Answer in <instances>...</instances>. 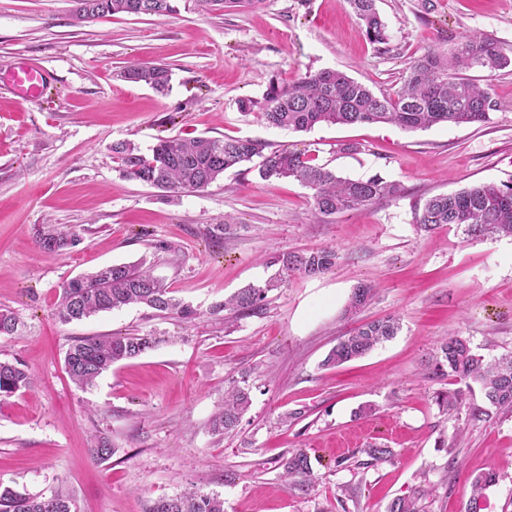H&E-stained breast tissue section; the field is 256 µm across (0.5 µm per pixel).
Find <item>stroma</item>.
<instances>
[{
	"label": "stroma",
	"instance_id": "1",
	"mask_svg": "<svg viewBox=\"0 0 512 512\" xmlns=\"http://www.w3.org/2000/svg\"><path fill=\"white\" fill-rule=\"evenodd\" d=\"M169 16H108L79 23L72 0H0V71L17 62L54 77L37 102L0 82V308L20 325L0 335V361L34 376L0 397V484L20 493L73 495L78 512H145L149 500L191 486L220 495L224 512H386L416 487L426 512H467L471 483L493 471L480 512H512V412L449 419L436 402L447 380L426 363L454 333L494 360L512 353V238L467 239L452 226H417L431 197L512 181V70H471L496 109L489 124L321 123L267 126L243 99L270 82L341 70L374 93L392 92L412 61L474 32L512 48V0H377L389 41L371 43L345 0H265L201 13L179 0ZM130 61L172 70L169 92L123 81ZM224 135L277 149L314 150L350 179L380 175L398 195L363 210L321 215L297 180L266 181L258 162L227 170L205 190L166 196L123 177L113 144L149 154L158 139ZM232 220L230 232L209 231ZM58 225L72 246L49 256L36 243ZM337 251L326 274L289 275L259 313L211 308L272 273L269 255ZM144 262L197 312L179 320L145 306L60 323V287L112 264ZM375 296L353 316V289ZM399 318L395 338L339 366L323 360L359 323ZM152 334L158 344L115 364L82 390L64 356L74 338ZM246 384L238 429L212 435L225 388ZM115 453L91 450L98 437ZM391 457L369 464L371 444ZM305 451L312 488L287 487L280 461Z\"/></svg>",
	"mask_w": 512,
	"mask_h": 512
}]
</instances>
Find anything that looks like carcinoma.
Here are the masks:
<instances>
[{
	"label": "carcinoma",
	"mask_w": 512,
	"mask_h": 512,
	"mask_svg": "<svg viewBox=\"0 0 512 512\" xmlns=\"http://www.w3.org/2000/svg\"><path fill=\"white\" fill-rule=\"evenodd\" d=\"M73 18L89 22L107 15L166 16L177 12L176 0H73ZM198 10L211 12L236 4L256 8L262 0H193ZM355 16L365 27L370 41H388L386 25L376 0H347ZM512 67V50L482 33H472L448 51L430 50L417 58L402 77L401 85L388 95L378 96L369 87L338 70L309 73L298 82L282 86L270 84L262 105L251 99L240 101L250 111L258 106L270 126L307 131L319 123L333 125L395 124L407 130L427 129L434 125L491 122L495 109L488 88L462 76L469 69L489 72ZM172 71L164 64L133 62L120 77L130 83L144 84L159 93L170 88ZM112 153L120 161L124 177L169 193L202 191L224 176V172L243 162L260 159L259 174L264 180L293 178L313 191L315 209L332 216L359 210L373 201L395 195L400 186L379 175L351 180L316 162L305 151L274 149L261 140L226 136L161 138L150 156L137 154L127 144L115 145ZM418 227L430 232L441 224L454 225L468 238L512 237V182L482 183L457 192L428 199L418 216ZM37 243L53 255L73 244L53 224L43 227ZM337 253L323 248L302 253L279 254L269 266L277 271L262 284H250L212 307L218 314L230 310L240 315L262 310L270 291L281 287L291 272L307 276L324 274L336 265ZM374 288L360 285L354 289L345 313L366 306ZM129 305H144L182 320L192 319L196 311L172 296V291L140 264H115L74 277L61 286L55 315L64 324L100 312ZM18 320L6 308L0 309V335L17 330ZM401 329L399 319L388 317L365 322L338 338L323 365L336 366L364 357L382 343L393 339ZM156 338L134 336H82L73 340L64 358L66 372L80 388H89L104 372L122 360L136 358L153 348ZM429 374L450 377L465 384L479 385L486 402L496 409H512V355L487 361L476 354L467 339L450 336L441 342L436 355L428 361ZM32 375L19 360L0 361V396H11L28 389ZM465 389L437 395V403L458 416L465 404ZM249 389L234 385L224 392V403L210 421L212 434L234 432L250 406ZM281 478L287 485L301 488L315 482L309 456L292 451L280 462ZM498 476L487 472L472 481L468 512H478L483 491L496 483ZM432 490L416 488L394 498L386 512H423L422 501ZM0 512H76L71 494L62 490L51 495L21 494L0 483ZM146 512H224V499L214 493L192 489L172 497L151 501Z\"/></svg>",
	"instance_id": "cac0c4a2"
}]
</instances>
